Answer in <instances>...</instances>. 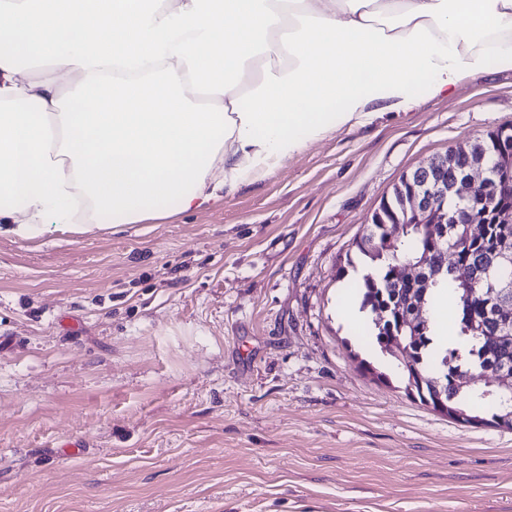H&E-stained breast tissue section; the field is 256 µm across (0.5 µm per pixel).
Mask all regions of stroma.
Listing matches in <instances>:
<instances>
[{"label":"stroma","instance_id":"stroma-1","mask_svg":"<svg viewBox=\"0 0 512 512\" xmlns=\"http://www.w3.org/2000/svg\"><path fill=\"white\" fill-rule=\"evenodd\" d=\"M509 126L491 71L205 209L0 227V512H512V431L410 397L336 278L404 173Z\"/></svg>","mask_w":512,"mask_h":512}]
</instances>
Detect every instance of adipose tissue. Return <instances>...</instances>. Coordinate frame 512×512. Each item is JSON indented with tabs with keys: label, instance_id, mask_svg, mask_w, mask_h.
<instances>
[{
	"label": "adipose tissue",
	"instance_id": "ef3b65f1",
	"mask_svg": "<svg viewBox=\"0 0 512 512\" xmlns=\"http://www.w3.org/2000/svg\"><path fill=\"white\" fill-rule=\"evenodd\" d=\"M491 70L512 0H0V224L192 212Z\"/></svg>",
	"mask_w": 512,
	"mask_h": 512
}]
</instances>
